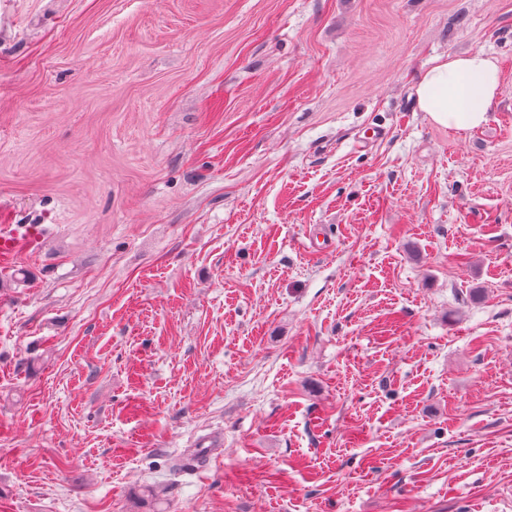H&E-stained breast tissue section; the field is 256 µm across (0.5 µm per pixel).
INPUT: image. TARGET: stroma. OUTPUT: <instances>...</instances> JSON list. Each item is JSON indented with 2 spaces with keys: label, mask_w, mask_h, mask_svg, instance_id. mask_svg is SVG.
<instances>
[{
  "label": "stroma",
  "mask_w": 512,
  "mask_h": 512,
  "mask_svg": "<svg viewBox=\"0 0 512 512\" xmlns=\"http://www.w3.org/2000/svg\"><path fill=\"white\" fill-rule=\"evenodd\" d=\"M2 224L0 512H512V0H0ZM500 84L498 60L483 51L441 58L416 88L418 107L436 125L467 131L488 120Z\"/></svg>",
  "instance_id": "35a3bbf8"
}]
</instances>
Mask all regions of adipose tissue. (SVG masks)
Wrapping results in <instances>:
<instances>
[{
  "label": "adipose tissue",
  "instance_id": "1",
  "mask_svg": "<svg viewBox=\"0 0 512 512\" xmlns=\"http://www.w3.org/2000/svg\"><path fill=\"white\" fill-rule=\"evenodd\" d=\"M500 84L497 59L481 51L439 59L416 88L420 111L436 125L467 131L488 120Z\"/></svg>",
  "mask_w": 512,
  "mask_h": 512
}]
</instances>
